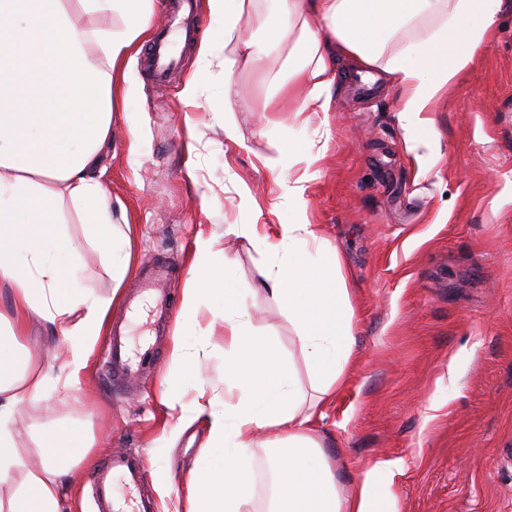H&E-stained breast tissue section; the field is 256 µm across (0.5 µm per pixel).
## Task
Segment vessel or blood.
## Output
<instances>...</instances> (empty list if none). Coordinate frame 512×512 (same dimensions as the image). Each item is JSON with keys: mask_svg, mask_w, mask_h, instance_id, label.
Masks as SVG:
<instances>
[{"mask_svg": "<svg viewBox=\"0 0 512 512\" xmlns=\"http://www.w3.org/2000/svg\"><path fill=\"white\" fill-rule=\"evenodd\" d=\"M149 75L163 79L177 61L166 42H158L146 55ZM159 277L142 281L143 292L154 297L157 320H166L170 303L159 286ZM159 359L152 348L131 350L123 331H115L106 349L103 367L113 389H123L138 373L150 369ZM145 470L140 454L130 450L115 451L86 476L95 512H157L155 501L141 490Z\"/></svg>", "mask_w": 512, "mask_h": 512, "instance_id": "b4317fda", "label": "vessel or blood"}]
</instances>
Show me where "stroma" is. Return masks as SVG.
Instances as JSON below:
<instances>
[{
	"label": "stroma",
	"mask_w": 512,
	"mask_h": 512,
	"mask_svg": "<svg viewBox=\"0 0 512 512\" xmlns=\"http://www.w3.org/2000/svg\"><path fill=\"white\" fill-rule=\"evenodd\" d=\"M195 43L164 85L143 73L141 49L120 65L112 137L100 160L112 216L130 239V267L114 285L84 215L61 199L56 217L82 241L81 283L110 299L108 323L130 319L126 302L141 267L165 265L173 312L155 371L116 395L100 372L98 336L78 388H64L59 335L31 325L22 344L34 365L50 364L44 395L15 417L19 441L57 420L86 424L93 446L72 440L81 464L64 479V512H93L87 472L104 455H143L146 493L161 512H178L182 481L205 461L207 427L177 431L163 393L172 375L174 337L198 350L204 396L224 406V334L208 332L224 296L184 305L192 265L224 268L251 317L252 330L291 356L302 389L309 377L288 314L260 285L278 249L279 225L306 221L337 252L353 311V352L345 383L322 405L315 431L343 489L374 464L402 460L392 478L397 512H512V0L472 64L431 101L420 120L435 136L399 118L400 89L386 76L361 82L354 67L327 112L296 113V101L268 96L263 72L225 73L232 45L224 15L193 0ZM197 77V95L179 91ZM232 94H225V84ZM303 187L289 194L290 183ZM209 252L195 250L197 236ZM440 403L430 413V402Z\"/></svg>",
	"instance_id": "obj_1"
}]
</instances>
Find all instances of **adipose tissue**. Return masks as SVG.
Returning <instances> with one entry per match:
<instances>
[{
	"label": "adipose tissue",
	"instance_id": "1",
	"mask_svg": "<svg viewBox=\"0 0 512 512\" xmlns=\"http://www.w3.org/2000/svg\"><path fill=\"white\" fill-rule=\"evenodd\" d=\"M90 26L72 23L63 0H0V288L11 296L0 315V486L11 487L0 512H62L64 475L79 461L70 447L79 425L38 430L35 449L21 447L14 415L37 399L47 376L20 354L29 323L39 320L67 344L68 383L87 367L110 302L78 287L79 245L54 221L68 197L85 214V239L97 244L112 278L129 266V239L112 219V205L95 176L112 133V72L148 33L152 0H78ZM280 22L265 37L237 39L225 71L251 69L278 53L273 91L302 83V107L328 111L343 62L394 76L402 120L419 112L473 60L493 31L501 0H277ZM287 261L269 270L264 289L288 313L317 402L338 389L352 353V310L339 259L304 266L295 254L318 241L314 225L283 224ZM68 262H58V255ZM184 301L224 289V381L235 397L223 409L198 406L208 423V450L223 463L195 465L183 485V512H249L253 500L248 451H268L267 512H396L385 472L373 465L342 494L320 440L310 428L294 368L272 337L252 331L223 271L191 267Z\"/></svg>",
	"mask_w": 512,
	"mask_h": 512
}]
</instances>
